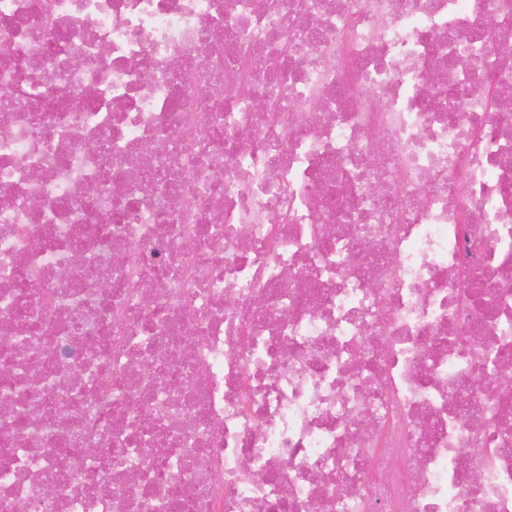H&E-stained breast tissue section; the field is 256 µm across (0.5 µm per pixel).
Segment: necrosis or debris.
<instances>
[{
    "label": "necrosis or debris",
    "mask_w": 512,
    "mask_h": 512,
    "mask_svg": "<svg viewBox=\"0 0 512 512\" xmlns=\"http://www.w3.org/2000/svg\"><path fill=\"white\" fill-rule=\"evenodd\" d=\"M506 41L512 0H0V512H512Z\"/></svg>",
    "instance_id": "1"
}]
</instances>
